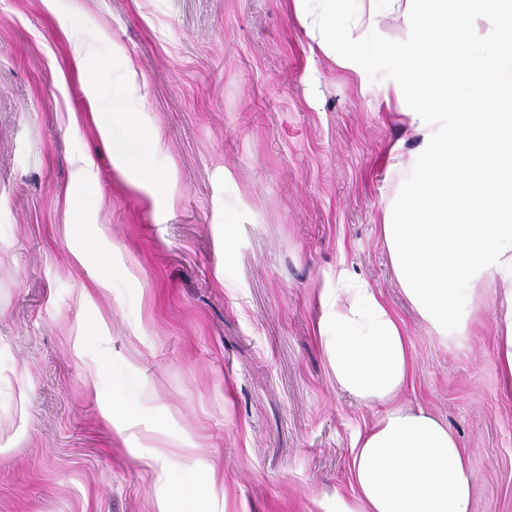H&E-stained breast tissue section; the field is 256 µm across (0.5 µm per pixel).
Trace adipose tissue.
I'll return each instance as SVG.
<instances>
[{
	"instance_id": "obj_1",
	"label": "adipose tissue",
	"mask_w": 512,
	"mask_h": 512,
	"mask_svg": "<svg viewBox=\"0 0 512 512\" xmlns=\"http://www.w3.org/2000/svg\"><path fill=\"white\" fill-rule=\"evenodd\" d=\"M307 34L338 67L383 59L399 74L384 91L419 136L401 164L402 187L382 234L399 284L440 337L466 329L474 289L503 288L500 360L512 384V0H293ZM345 17L349 51L336 49ZM403 37L381 40L378 19ZM90 118L136 183L159 184L132 119L93 100ZM91 272L82 300L112 288V266L92 246L73 253ZM339 389L386 411L353 446V496L336 512H472L476 475L457 439L430 412L396 406L411 376L402 322L371 288L336 291L318 326Z\"/></svg>"
}]
</instances>
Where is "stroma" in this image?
I'll list each match as a JSON object with an SVG mask.
<instances>
[{
  "instance_id": "stroma-1",
  "label": "stroma",
  "mask_w": 512,
  "mask_h": 512,
  "mask_svg": "<svg viewBox=\"0 0 512 512\" xmlns=\"http://www.w3.org/2000/svg\"><path fill=\"white\" fill-rule=\"evenodd\" d=\"M115 47L164 176L152 197L68 125L111 84ZM396 78L339 69L289 0H0V512H336L383 412L338 389L320 345L319 295L341 274L402 321L398 402L454 432L473 512H512L502 291L477 288L465 331L437 336L382 237L389 149L418 143L383 102ZM86 187L74 233L66 201ZM99 224L112 288L85 302L72 252Z\"/></svg>"
}]
</instances>
